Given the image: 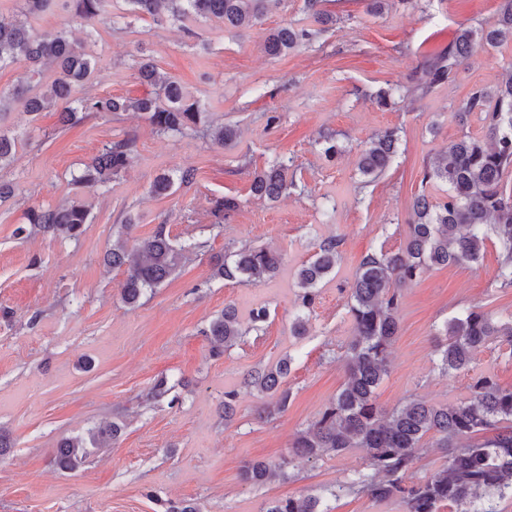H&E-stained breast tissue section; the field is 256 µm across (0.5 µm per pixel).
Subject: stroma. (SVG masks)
<instances>
[{
  "instance_id": "stroma-1",
  "label": "stroma",
  "mask_w": 512,
  "mask_h": 512,
  "mask_svg": "<svg viewBox=\"0 0 512 512\" xmlns=\"http://www.w3.org/2000/svg\"><path fill=\"white\" fill-rule=\"evenodd\" d=\"M499 4L417 0L377 17L367 0H324L333 23L278 57L265 53L264 39L281 26L312 27L304 0H272L261 24L247 30L204 18L184 29L130 15L124 0H112L111 16L89 30L70 25L60 4L42 16L37 31L69 27L97 61L94 79L76 96H145L137 65L148 58L180 82L209 124L233 127L237 138L223 148L200 131L161 136L138 112L91 114L72 128L59 124L53 107L0 114V128L18 137L12 161L0 169V182L13 188L0 199V434L10 443L0 457V512H166L168 503L184 501L199 512H265L274 499L306 495L320 497L325 512H402L394 498L340 492L367 472L364 449L310 461L293 456L290 444L345 381L342 357L354 333L349 287L361 259L405 245L414 195L442 196L443 184H422V171L450 143L483 135L479 114L462 122L455 112L473 86L494 87L512 74V42L476 48L451 84L426 94L389 107L374 94L388 82L409 83L460 26L494 23ZM386 128L398 129L399 153L378 180L363 184L359 146ZM326 135L345 145L341 157L324 156ZM125 138L135 142L125 173L102 189L72 184L73 171ZM277 161L289 162L295 188L274 202L257 199L255 172ZM185 167L195 171L190 184L166 197L150 193L156 176ZM75 196L92 216L79 238L23 233L30 208ZM224 196L238 207L218 226L210 211ZM161 226L174 242L205 247L128 306L120 295L126 274L105 267L103 255L119 240L135 247ZM331 236L340 240L341 260L319 285L307 334L294 336L296 272ZM245 245L282 254L275 278L254 286L214 277L217 257ZM499 255L487 244L478 263L432 268L405 289L389 370L376 391L382 408L412 396L459 402L482 373L512 386L503 346L479 349L471 370L450 375L434 353L437 330L463 308L512 318ZM228 305L248 331L215 357L203 331ZM260 306L269 318L261 330L249 329V313ZM286 357L293 360L288 408L261 416L266 398L243 376ZM161 377L171 398L157 402L148 393ZM228 390L237 393L229 422ZM111 422L122 432L110 447L77 470L59 469L60 440ZM253 459L284 463V476L244 482L240 469Z\"/></svg>"
}]
</instances>
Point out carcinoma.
I'll use <instances>...</instances> for the list:
<instances>
[{
  "instance_id": "carcinoma-1",
  "label": "carcinoma",
  "mask_w": 512,
  "mask_h": 512,
  "mask_svg": "<svg viewBox=\"0 0 512 512\" xmlns=\"http://www.w3.org/2000/svg\"><path fill=\"white\" fill-rule=\"evenodd\" d=\"M111 0H65L71 18L87 25L106 13ZM134 13L156 17L166 10L168 18L184 23L199 18H218L224 26L245 30L260 24L270 0H124ZM317 24L332 16L321 9L322 0H304ZM55 0H22L25 20H6L0 14V69H22L17 83L0 92V112L17 106L35 114L50 104L60 107L62 125L81 122L90 112H141L160 134L182 135L198 127L203 112L188 102L176 81L160 76L151 61L138 64V78L154 87V95L129 100L112 96H73L75 86L88 81L96 63L85 45L70 40L63 29L34 32L30 20L48 12ZM317 31L284 26L267 34L265 51L280 56L313 40ZM512 41V0H502L495 22L487 27H462L455 41L443 53L427 60L412 84L392 83L379 89L375 100L382 107L409 94L425 93L447 84L464 65L475 46L496 48ZM53 65L59 76L51 86L33 92L32 83L40 67ZM483 115L486 133L465 136L435 154L423 170L422 181L441 182L448 193L434 198L423 191L414 196V222L409 225L406 244L396 252L382 248L368 251L349 288V313L355 335L345 351L347 381L308 426L297 433L291 448L296 456L316 460L325 453L339 454L349 448L367 453L369 474H358L343 490L366 494L379 501L398 498L405 512H496L494 498L512 496V387H503L491 375L473 379L471 397L455 404H435L411 397L390 411L376 403V390L389 368V349L398 332L403 290L425 271L436 266L476 264L486 244L494 239L500 248L498 277L512 284V193L503 182L512 173V76L495 90L473 87L457 109L461 118ZM18 137L0 129V167L9 163ZM399 135L387 128L371 137L358 154V171L365 182L380 178L398 152ZM134 141L126 139L104 145L90 162L72 175L85 188L105 187L120 176L134 159ZM191 168L178 177H157L150 193L165 196L175 182L193 181ZM295 180L288 178V165L276 162L254 173L251 192L260 199L276 200ZM31 230L77 239L91 221L90 211L80 199L27 212ZM340 241H322L311 258L297 271L302 311H311L318 297L317 285L333 273L340 260ZM199 243L176 244L159 226L154 234L133 249L117 242L104 256V263L125 269L122 300L129 306L139 303L148 290L166 282L181 266L186 254ZM281 254L262 246L225 252L213 275L230 281L258 285L277 274ZM204 335L213 344L211 355L219 357L235 346L244 332L235 310L226 307L213 319ZM445 337L437 355L441 370L457 373L469 369L473 354L493 342L512 348V321H502L491 313L467 308L439 331ZM291 359L267 369L248 373L245 384L274 399L262 409L272 414L288 407L292 393L283 387ZM118 423L98 426L88 437L65 438L56 448L57 465L74 470L83 464L93 448H107L121 433ZM432 447L446 448L443 464L430 476L414 481L412 473L420 459L426 438ZM286 462L246 461L241 476L252 485H262ZM265 512H325L317 496L278 499Z\"/></svg>"
}]
</instances>
